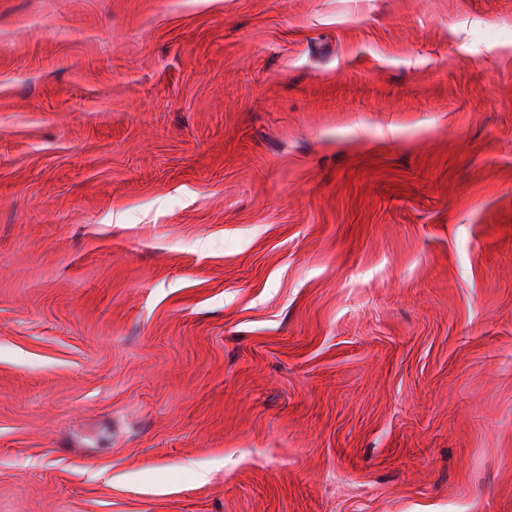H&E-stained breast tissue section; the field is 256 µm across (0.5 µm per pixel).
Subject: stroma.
Listing matches in <instances>:
<instances>
[{
  "label": "stroma",
  "mask_w": 512,
  "mask_h": 512,
  "mask_svg": "<svg viewBox=\"0 0 512 512\" xmlns=\"http://www.w3.org/2000/svg\"><path fill=\"white\" fill-rule=\"evenodd\" d=\"M0 512H512V0H0Z\"/></svg>",
  "instance_id": "obj_1"
}]
</instances>
